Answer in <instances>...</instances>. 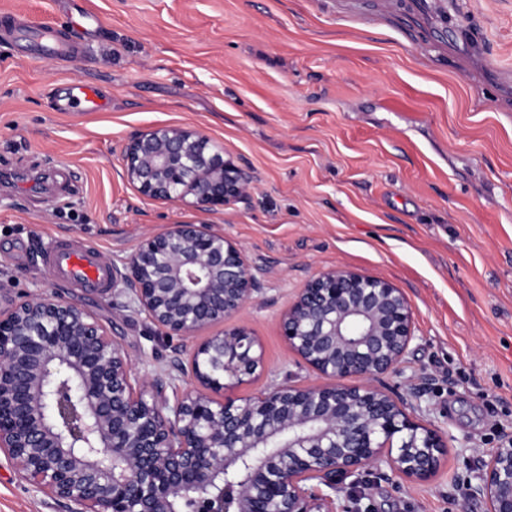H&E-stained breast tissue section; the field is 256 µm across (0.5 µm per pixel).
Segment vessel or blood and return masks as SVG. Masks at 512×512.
Here are the masks:
<instances>
[{"label":"vessel or blood","mask_w":512,"mask_h":512,"mask_svg":"<svg viewBox=\"0 0 512 512\" xmlns=\"http://www.w3.org/2000/svg\"><path fill=\"white\" fill-rule=\"evenodd\" d=\"M9 34L23 42L30 58L62 55L63 49L51 37V30L41 24L26 23L10 27ZM59 112H99L108 101L100 89L78 80L65 83L63 91L54 95ZM43 263L54 280L68 284L83 293L107 296L112 291V266L101 252L87 245L81 237L69 235L55 238L43 255Z\"/></svg>","instance_id":"b4317fda"}]
</instances>
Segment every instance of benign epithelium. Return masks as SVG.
<instances>
[{"label": "benign epithelium", "instance_id": "1", "mask_svg": "<svg viewBox=\"0 0 512 512\" xmlns=\"http://www.w3.org/2000/svg\"><path fill=\"white\" fill-rule=\"evenodd\" d=\"M123 169L143 196L203 210L242 199L250 186L241 165L182 127L132 136ZM112 271L162 335L183 340L260 293L243 250L207 224L147 237ZM281 330L331 382L229 396L264 367L258 340L237 325L204 337L186 364L174 349L172 367L190 387L169 393L163 377L138 374L82 304L12 298L0 308V453L62 512H349L374 479L435 477L447 436L380 386L415 340L401 289L323 271L299 291ZM470 499L512 512V435L464 487Z\"/></svg>", "mask_w": 512, "mask_h": 512}]
</instances>
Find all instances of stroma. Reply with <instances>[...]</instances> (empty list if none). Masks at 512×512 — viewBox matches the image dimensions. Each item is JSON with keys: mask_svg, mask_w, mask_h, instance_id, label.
<instances>
[{"mask_svg": "<svg viewBox=\"0 0 512 512\" xmlns=\"http://www.w3.org/2000/svg\"><path fill=\"white\" fill-rule=\"evenodd\" d=\"M10 13L53 25L76 56L34 62L0 34V297L78 299L139 373L165 374L175 343L123 285L76 295L43 253L78 235L118 263L169 225H211L260 288L226 321L262 349V372L234 391L249 397L322 384L281 335L314 275L386 279L415 340L383 382L447 435L448 457L432 482L381 480L361 505L487 512L462 493L512 432V0H0V27ZM69 78L103 89L108 109L56 111ZM158 126L239 160L245 199L208 212L142 196L123 152ZM0 512L59 509L0 456Z\"/></svg>", "mask_w": 512, "mask_h": 512, "instance_id": "1", "label": "stroma"}]
</instances>
